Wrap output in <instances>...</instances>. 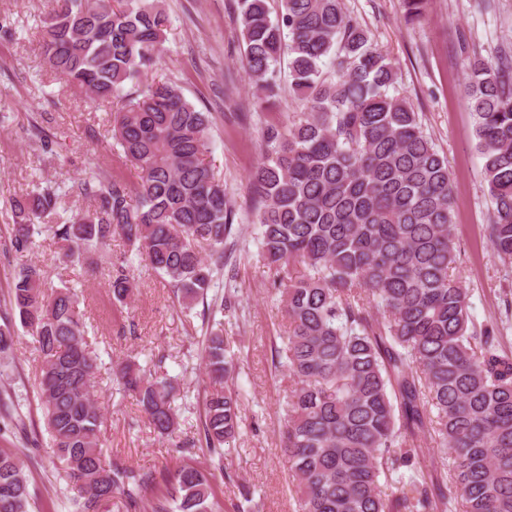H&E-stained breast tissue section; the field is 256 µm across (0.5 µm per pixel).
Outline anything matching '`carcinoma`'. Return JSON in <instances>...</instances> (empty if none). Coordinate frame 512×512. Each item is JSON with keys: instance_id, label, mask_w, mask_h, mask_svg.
<instances>
[{"instance_id": "1", "label": "carcinoma", "mask_w": 512, "mask_h": 512, "mask_svg": "<svg viewBox=\"0 0 512 512\" xmlns=\"http://www.w3.org/2000/svg\"><path fill=\"white\" fill-rule=\"evenodd\" d=\"M402 4L406 22L423 18L425 0ZM238 10L257 91L266 100L279 95L277 64L286 54L291 88L305 106L266 130L271 157L250 173L257 256L282 272L290 322L275 363L289 382L280 448L297 481L298 512H512V356L499 342L508 326L477 327L467 289L452 274L459 251L447 159L395 93L394 66L342 0H281L274 19L269 0H238ZM167 26L165 12L145 0H53L42 32L45 65L91 103L116 106L111 138L139 181L130 189L92 172L74 186L34 184L7 201L3 252L33 251L47 224L60 262L90 266L118 235L191 310L207 299L240 228L206 161L210 113L170 81L125 89L155 64ZM460 51L493 203L487 238L512 261V55L492 63L465 44ZM327 60L333 77L322 70ZM72 188L93 205L57 223ZM135 288L123 260L112 274V305L126 308ZM363 297L381 317L360 304ZM8 304L19 322L0 324V360L10 359L20 328L43 356L44 429L75 491V512H102L114 498L127 512H224L215 474L191 459L166 472L164 489L150 498L143 491L152 474L103 465L105 417L91 395L100 355L88 345L76 288L48 295L43 270L24 263ZM228 305L211 299L200 353L208 385L198 442L220 472L224 444L243 424L220 318ZM113 375L153 432L175 441V379L148 375L131 360ZM14 398L0 391L6 416L20 422ZM419 436L451 453L452 467L421 465ZM22 455L0 450V512H34Z\"/></svg>"}]
</instances>
